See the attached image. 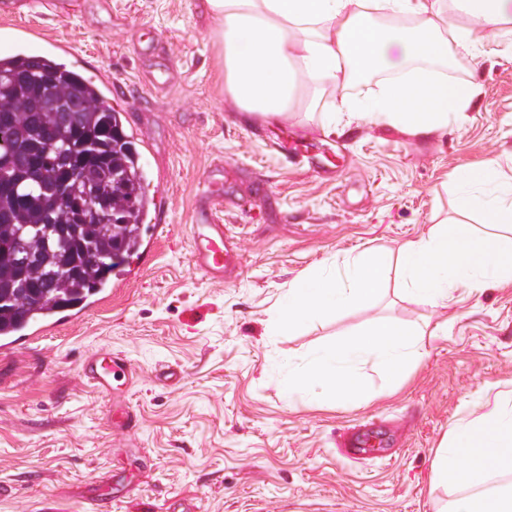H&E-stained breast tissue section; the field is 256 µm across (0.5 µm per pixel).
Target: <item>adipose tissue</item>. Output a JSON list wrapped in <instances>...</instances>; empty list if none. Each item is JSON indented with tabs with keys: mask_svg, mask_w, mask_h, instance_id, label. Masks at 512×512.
I'll return each instance as SVG.
<instances>
[{
	"mask_svg": "<svg viewBox=\"0 0 512 512\" xmlns=\"http://www.w3.org/2000/svg\"><path fill=\"white\" fill-rule=\"evenodd\" d=\"M465 25L444 34L441 0H200L216 23L217 78L241 111L265 120L291 112L319 86L347 90L357 75L384 67L398 50L404 67L374 99H342L328 121H378L425 135L448 123L477 98L479 87L440 72L449 44L475 53L502 24L512 22V0H459ZM418 18L412 29H385L372 13ZM461 207L480 208L489 223H512V177L499 163L468 167L455 180ZM397 268L406 296L437 309L450 307L463 288L512 284V238L474 235L453 224L432 225L402 244L395 265L376 254L345 264L344 276L321 268L288 288L271 315L274 330L286 331L342 310L371 303L390 268ZM422 356L415 330L387 318L374 319L332 346L313 352L288 372V394L316 404L359 405L372 381L371 366L393 385ZM512 474V394L482 402L477 416L452 423L434 450L433 488L458 491L447 512H512V483L490 485L492 473Z\"/></svg>",
	"mask_w": 512,
	"mask_h": 512,
	"instance_id": "ef3b65f1",
	"label": "adipose tissue"
}]
</instances>
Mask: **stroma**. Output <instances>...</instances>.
Instances as JSON below:
<instances>
[{"mask_svg": "<svg viewBox=\"0 0 512 512\" xmlns=\"http://www.w3.org/2000/svg\"><path fill=\"white\" fill-rule=\"evenodd\" d=\"M73 14L0 0V53L52 52L100 81L126 114L165 219L149 212V262L81 320L28 349L0 354V512H439L455 492L432 489L433 451L449 425L474 416L488 381L512 390V285L463 291L450 308L404 297L389 279L377 300L286 333L270 326L290 284L361 253L395 258L431 225L491 231L457 207L454 180L498 160L512 175V25L483 53L441 73L476 83L459 120L426 135L312 111L246 119L215 76L214 22L198 0H80ZM243 257L240 275L211 282L191 260L190 228L213 196ZM378 316L424 332L423 356L394 390L359 406L288 396V368ZM100 346L135 369L137 425L112 438L107 405L79 379ZM183 370L169 387L155 368ZM375 421L391 459L345 456L341 434Z\"/></svg>", "mask_w": 512, "mask_h": 512, "instance_id": "obj_1", "label": "stroma"}]
</instances>
